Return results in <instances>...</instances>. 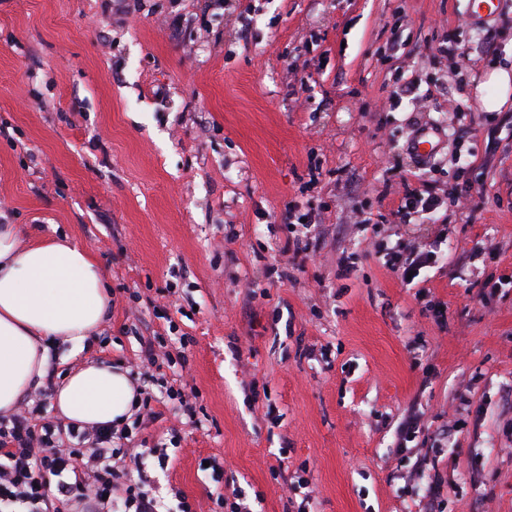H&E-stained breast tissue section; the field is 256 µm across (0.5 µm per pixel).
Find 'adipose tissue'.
Wrapping results in <instances>:
<instances>
[{
    "label": "adipose tissue",
    "mask_w": 512,
    "mask_h": 512,
    "mask_svg": "<svg viewBox=\"0 0 512 512\" xmlns=\"http://www.w3.org/2000/svg\"><path fill=\"white\" fill-rule=\"evenodd\" d=\"M110 307L86 248L64 236L29 242L18 225L0 224V414L13 413L40 384L54 345L82 352ZM139 401L127 371L101 362L69 371L54 391L57 412L76 426H121Z\"/></svg>",
    "instance_id": "obj_1"
}]
</instances>
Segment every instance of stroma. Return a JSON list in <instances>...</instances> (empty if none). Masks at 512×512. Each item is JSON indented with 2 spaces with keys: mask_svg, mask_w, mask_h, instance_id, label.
<instances>
[{
  "mask_svg": "<svg viewBox=\"0 0 512 512\" xmlns=\"http://www.w3.org/2000/svg\"><path fill=\"white\" fill-rule=\"evenodd\" d=\"M471 11L0 0V222L68 235L111 288L84 350L52 349L57 376L100 361L139 379L149 340L182 390L147 385L132 431L172 512L182 495L195 512H422L430 484L443 512H512V98L489 113L478 92L512 63V0ZM447 35L470 50L453 65ZM410 82L426 110L397 96ZM418 131L431 157L411 153ZM415 171L440 194L470 184L469 208L393 217ZM301 235L314 251H289ZM398 244L435 254L409 286L381 257ZM411 407L422 431L400 450Z\"/></svg>",
  "mask_w": 512,
  "mask_h": 512,
  "instance_id": "obj_1",
  "label": "stroma"
}]
</instances>
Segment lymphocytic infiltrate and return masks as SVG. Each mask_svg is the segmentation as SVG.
I'll return each instance as SVG.
<instances>
[{
  "label": "lymphocytic infiltrate",
  "instance_id": "obj_1",
  "mask_svg": "<svg viewBox=\"0 0 512 512\" xmlns=\"http://www.w3.org/2000/svg\"><path fill=\"white\" fill-rule=\"evenodd\" d=\"M459 193L439 195L426 180L404 183L396 217L430 215L459 200ZM70 444L60 448L61 435ZM127 428L91 427L60 430L33 424L25 412L0 417V512H106L120 501L121 512H162V503L120 462L129 450ZM84 470H77V460Z\"/></svg>",
  "mask_w": 512,
  "mask_h": 512
}]
</instances>
